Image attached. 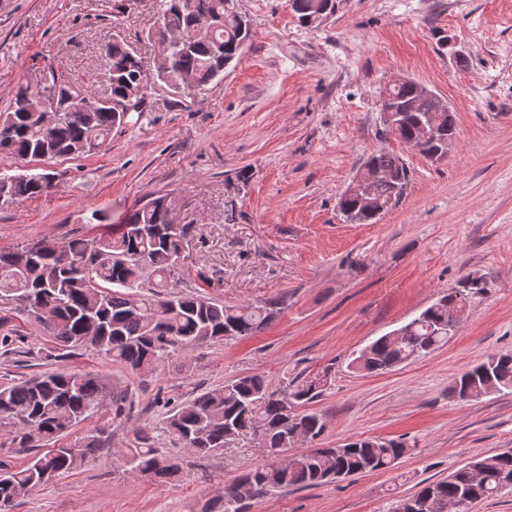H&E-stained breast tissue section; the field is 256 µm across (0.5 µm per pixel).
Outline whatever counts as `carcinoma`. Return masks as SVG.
Listing matches in <instances>:
<instances>
[{
  "mask_svg": "<svg viewBox=\"0 0 512 512\" xmlns=\"http://www.w3.org/2000/svg\"><path fill=\"white\" fill-rule=\"evenodd\" d=\"M157 20L147 40L159 42L174 33L186 37L169 45V65L157 72L160 86L178 97H196L224 78L238 57L242 40L251 37L249 20L238 0H159ZM104 76L101 94L90 96L71 78L51 73L37 88L21 83L7 111L0 113V155L41 160L95 153L124 123L115 107L105 105L106 95L123 103L131 87L143 80V64L124 38L114 35L101 52ZM416 83L393 89L390 106L401 114L399 124L382 132L407 144L419 136V117L437 113L440 101L424 97L420 112L411 111ZM47 100L51 119L43 121L22 103ZM453 113L443 116L436 139L420 151L426 160L453 137ZM368 174L392 172L394 180L375 184L382 207L362 211L357 202L339 197L337 207L351 224H370L397 206L411 180V170L401 155L382 145L362 163ZM53 186L49 173H0V204L38 197ZM170 206L165 196L152 198L133 210L118 232L93 238H62L53 248L43 241L0 249V310L20 307L54 346L42 349L50 358L59 351L74 352L85 346L133 372L155 371L171 352L188 351L216 341L252 336L267 327L281 310L276 302L226 304L178 290V274L189 226L169 230ZM487 290L483 276L470 273L457 289L441 296L404 325L406 335H384L366 346L349 363L356 373H382L413 358L422 357L448 343V305L475 299ZM512 392V353L489 357L467 368L454 380L451 394ZM320 383L310 381L295 389L274 387L262 373L238 376L224 386L203 392L192 401L166 408L163 432L174 443L194 446L209 454L235 445L265 448V460L224 485V512H242V501L231 497L242 485L250 498H262L277 488L304 489L323 485L340 476L392 468L405 451L395 439L358 438L340 448L294 451L290 434L299 429L309 442L325 432L322 416L305 409L321 395ZM112 398V387L100 375L79 371H52L0 385V426L11 428L22 447L52 441L56 447L17 470L0 473V512L21 490L32 491L51 476L82 468L103 447L100 430L75 439L66 436ZM158 437L138 430L126 453L127 463L161 485L172 483L180 469L159 453ZM481 468L473 480L471 470ZM512 479V452L487 460L479 458L449 474L424 484L416 497H425L420 512H445L450 502L469 512L481 500L497 496Z\"/></svg>",
  "mask_w": 512,
  "mask_h": 512,
  "instance_id": "carcinoma-1",
  "label": "carcinoma"
}]
</instances>
